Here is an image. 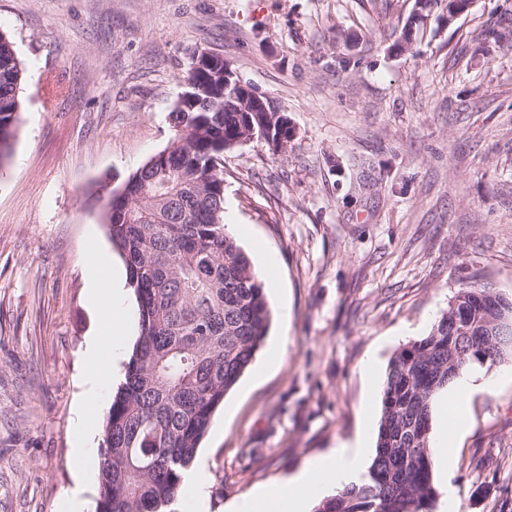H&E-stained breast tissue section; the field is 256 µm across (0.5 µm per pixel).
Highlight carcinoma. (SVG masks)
<instances>
[{"instance_id": "1", "label": "carcinoma", "mask_w": 512, "mask_h": 512, "mask_svg": "<svg viewBox=\"0 0 512 512\" xmlns=\"http://www.w3.org/2000/svg\"><path fill=\"white\" fill-rule=\"evenodd\" d=\"M190 63L170 121L173 139L110 198L103 224L124 258L139 336L100 443L95 512H171L215 410L252 364L272 317L248 253L224 232V143L245 134L242 104L224 105V56ZM23 63L0 33V162L12 151ZM467 285L477 327L500 309ZM447 309L424 338L391 359L375 456L358 483L314 512H434L431 405L448 388V354L473 366L471 337L451 336Z\"/></svg>"}]
</instances>
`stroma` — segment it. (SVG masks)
I'll return each instance as SVG.
<instances>
[{"mask_svg":"<svg viewBox=\"0 0 512 512\" xmlns=\"http://www.w3.org/2000/svg\"><path fill=\"white\" fill-rule=\"evenodd\" d=\"M414 0H0L25 68L0 163V512H58L77 487L81 355L106 332L91 249L104 204L171 140L194 54L221 52L294 134L224 153V211L268 290L263 375L247 370L198 451L211 512L379 424L381 384L465 284L512 299V0L447 7L396 48ZM276 263L266 267V253ZM469 401L435 484L447 512H512V355Z\"/></svg>","mask_w":512,"mask_h":512,"instance_id":"obj_1","label":"stroma"}]
</instances>
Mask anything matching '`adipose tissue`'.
<instances>
[{"label":"adipose tissue","instance_id":"adipose-tissue-1","mask_svg":"<svg viewBox=\"0 0 512 512\" xmlns=\"http://www.w3.org/2000/svg\"><path fill=\"white\" fill-rule=\"evenodd\" d=\"M88 299L97 309L121 320L126 313V277L121 269L110 266L109 256L92 253L86 268ZM125 329L113 330L110 339L91 337L83 351L85 391L75 417L70 423L73 452L83 482H90L96 461L93 444L97 431V412L109 394V380L125 353ZM495 377L463 369L445 394L457 408L458 428L468 425L467 402L475 390H490ZM370 424L343 442L338 450L316 459L307 467L266 486L238 502L227 504L226 512H310L313 501L334 494L337 487L359 481L365 474L364 459L369 450Z\"/></svg>","mask_w":512,"mask_h":512}]
</instances>
